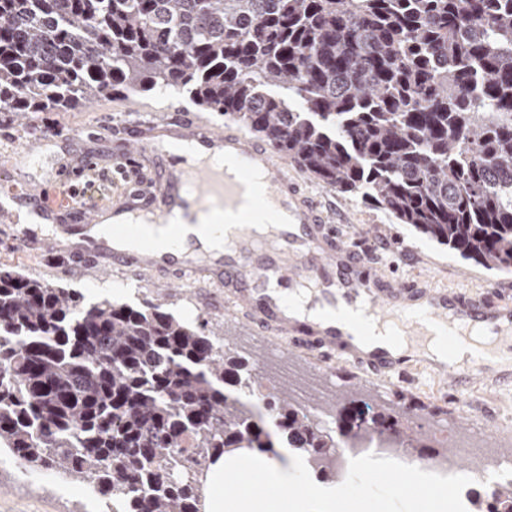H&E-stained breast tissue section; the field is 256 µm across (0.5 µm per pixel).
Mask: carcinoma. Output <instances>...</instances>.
Here are the masks:
<instances>
[{"label":"carcinoma","instance_id":"1","mask_svg":"<svg viewBox=\"0 0 512 512\" xmlns=\"http://www.w3.org/2000/svg\"><path fill=\"white\" fill-rule=\"evenodd\" d=\"M153 90L512 270V0H0V112ZM253 379L201 318L0 269V448L102 512H198L230 448H296L329 475L366 431L426 447L370 400L322 403L335 435L282 383L251 400ZM486 512H512L511 484Z\"/></svg>","mask_w":512,"mask_h":512}]
</instances>
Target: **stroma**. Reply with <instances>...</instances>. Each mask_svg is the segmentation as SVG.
Instances as JSON below:
<instances>
[{
	"label": "stroma",
	"mask_w": 512,
	"mask_h": 512,
	"mask_svg": "<svg viewBox=\"0 0 512 512\" xmlns=\"http://www.w3.org/2000/svg\"><path fill=\"white\" fill-rule=\"evenodd\" d=\"M177 115L206 121L223 129V116L206 111L189 98L167 96L155 91L138 94L115 93L92 103L56 112H35L20 118L0 116V161L10 162L29 148L33 137L53 133L67 140L75 158L95 157L109 166L128 145L124 133L131 127H145ZM161 158L147 153L138 156L127 175L113 174L105 181L96 172H86L77 182L61 180L51 167L24 164L14 178L30 177L34 183L54 193H67L77 187L81 197L110 205L133 185L158 176ZM290 174L298 176L307 193L317 200L329 222L335 225L344 244L373 252L377 267L401 280H417L435 288L472 294L492 290L512 296V272L489 271L463 260L448 247L399 223L382 208L365 203L360 197L324 187L313 176L289 164ZM13 224L0 218V267L75 288L86 298L111 292L133 304H163L186 320L203 318L225 350L245 358L261 355L255 366L262 377L283 376L307 388L328 387L371 390L378 404L397 410L412 409L414 415L433 423L451 424L454 434L447 437L429 432L427 442L436 449L453 447L454 435L477 430L490 438L491 447L505 443L504 430L512 427V385L474 380L463 392L452 391L448 381L424 367L411 369L408 378L375 379L361 368L339 363L323 364L315 355L293 348L287 339L271 338L253 332L233 302L223 301L224 286L202 270L178 274H136L121 267L97 269L80 267L54 249L23 252L15 248ZM387 240V251H375L379 240ZM0 512H99L94 495L51 475L27 473L17 468L7 453H0Z\"/></svg>",
	"instance_id": "35a3bbf8"
}]
</instances>
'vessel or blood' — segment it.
<instances>
[{"label":"vessel or blood","mask_w":512,"mask_h":512,"mask_svg":"<svg viewBox=\"0 0 512 512\" xmlns=\"http://www.w3.org/2000/svg\"><path fill=\"white\" fill-rule=\"evenodd\" d=\"M164 138L193 145L198 160L169 155L147 201L137 202L135 193H126L113 205V213L141 214L174 228L218 207L232 226L222 249L190 235L176 238L163 251L144 239L135 224H115L105 233L99 205L52 200L29 187L11 196L6 213L24 211L53 225L48 240L77 261L102 267L116 261L150 271L202 266L219 272L228 295L257 330L291 337L295 347L320 351L328 361L352 363L386 377L412 364V357L392 343L363 347L348 319L358 311L374 321L398 322L411 339L430 328L442 330L452 350L469 346L468 331L489 335L490 343L478 355L461 363L451 357L435 361L430 369L448 377L457 391L466 389L477 374L498 383L512 381V365L497 369L490 364L499 343L512 344V300L400 284L379 275L371 257L340 242L316 201L301 192L274 149L249 141L236 125L218 131L201 120H167L137 132L132 141L139 153H155ZM268 212L278 213L279 220L267 233H258L255 226ZM48 240L28 225L17 233L22 247L39 248Z\"/></svg>","instance_id":"b4317fda"}]
</instances>
